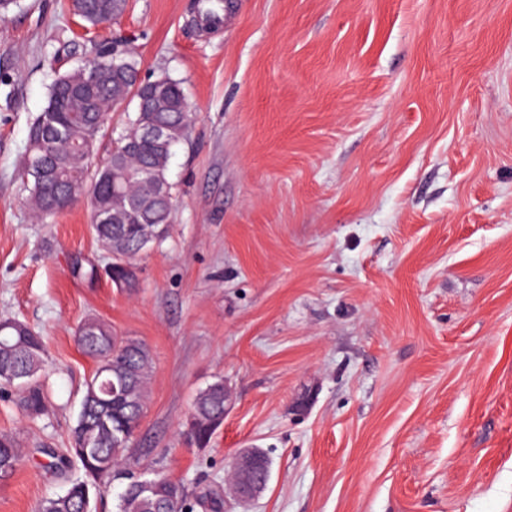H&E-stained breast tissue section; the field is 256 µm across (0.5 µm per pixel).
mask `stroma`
Segmentation results:
<instances>
[{
	"mask_svg": "<svg viewBox=\"0 0 512 512\" xmlns=\"http://www.w3.org/2000/svg\"><path fill=\"white\" fill-rule=\"evenodd\" d=\"M63 2L0 14V319L42 331L52 393L33 421L0 390L26 451L0 512L79 472L42 450L68 446L90 317L153 356L125 467L215 512H512V0H232L213 31L188 27L195 0H130L89 30ZM118 38L195 115L132 294L86 204L34 220L22 178L56 71ZM219 377L233 403L198 448L184 422ZM250 447L272 473L242 508L224 477Z\"/></svg>",
	"mask_w": 512,
	"mask_h": 512,
	"instance_id": "35a3bbf8",
	"label": "stroma"
}]
</instances>
